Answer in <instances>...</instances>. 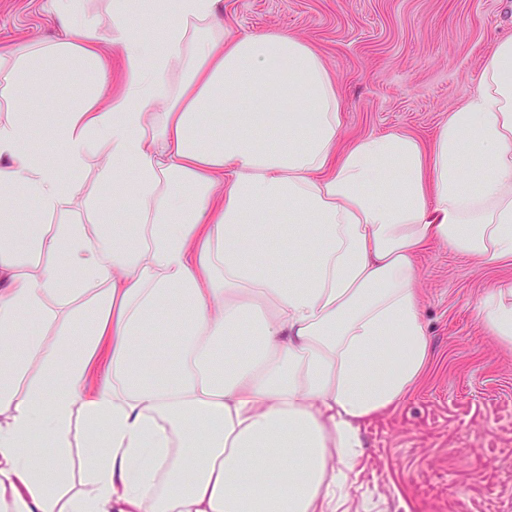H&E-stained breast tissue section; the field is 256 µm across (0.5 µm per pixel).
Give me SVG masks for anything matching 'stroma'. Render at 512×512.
<instances>
[{"label":"stroma","instance_id":"35a3bbf8","mask_svg":"<svg viewBox=\"0 0 512 512\" xmlns=\"http://www.w3.org/2000/svg\"><path fill=\"white\" fill-rule=\"evenodd\" d=\"M45 0H0V54L54 39ZM224 35L280 30L315 48L343 104L342 138L400 131L430 142L476 87L512 0H222ZM82 75L47 76L32 112L53 121ZM433 351L398 407L364 428L359 492L373 512H512V349L476 317L512 264L479 265L436 245L418 259Z\"/></svg>","mask_w":512,"mask_h":512}]
</instances>
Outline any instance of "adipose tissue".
Segmentation results:
<instances>
[{
	"label": "adipose tissue",
	"instance_id": "adipose-tissue-1",
	"mask_svg": "<svg viewBox=\"0 0 512 512\" xmlns=\"http://www.w3.org/2000/svg\"><path fill=\"white\" fill-rule=\"evenodd\" d=\"M81 2L50 0L58 38L0 57V218L78 197L88 213L0 228V512H360L362 430L430 357L420 254L512 262V38L431 143L346 144L307 43L225 38L219 0H110L104 37ZM115 50L118 92L87 86L55 124L20 109L49 72L101 76ZM35 131L63 153L34 151ZM89 168L135 215L125 236L102 225ZM273 238L309 246L289 278ZM477 317L512 346V283ZM162 320L172 358L152 346Z\"/></svg>",
	"mask_w": 512,
	"mask_h": 512
}]
</instances>
